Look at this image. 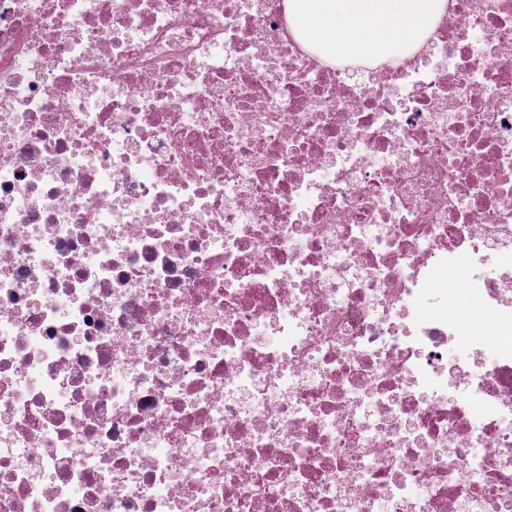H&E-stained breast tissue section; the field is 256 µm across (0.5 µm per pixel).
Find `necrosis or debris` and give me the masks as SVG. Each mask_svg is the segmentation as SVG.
I'll return each mask as SVG.
<instances>
[{"label": "necrosis or debris", "instance_id": "necrosis-or-debris-1", "mask_svg": "<svg viewBox=\"0 0 512 512\" xmlns=\"http://www.w3.org/2000/svg\"><path fill=\"white\" fill-rule=\"evenodd\" d=\"M0 512H512V0H0ZM293 32L327 61L376 59L414 50L447 0H285Z\"/></svg>", "mask_w": 512, "mask_h": 512}]
</instances>
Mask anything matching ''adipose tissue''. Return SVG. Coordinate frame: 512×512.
Listing matches in <instances>:
<instances>
[{"label": "adipose tissue", "instance_id": "obj_1", "mask_svg": "<svg viewBox=\"0 0 512 512\" xmlns=\"http://www.w3.org/2000/svg\"><path fill=\"white\" fill-rule=\"evenodd\" d=\"M293 32L327 61L417 48L448 0H285Z\"/></svg>", "mask_w": 512, "mask_h": 512}]
</instances>
